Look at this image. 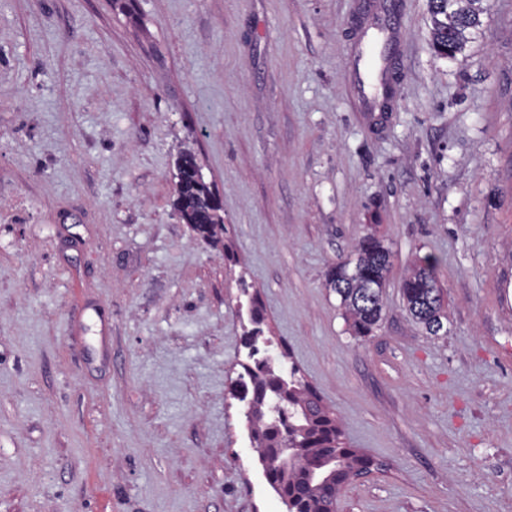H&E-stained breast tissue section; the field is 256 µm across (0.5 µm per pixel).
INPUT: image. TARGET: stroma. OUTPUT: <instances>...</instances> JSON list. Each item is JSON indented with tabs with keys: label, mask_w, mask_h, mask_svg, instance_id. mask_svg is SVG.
I'll return each instance as SVG.
<instances>
[{
	"label": "stroma",
	"mask_w": 512,
	"mask_h": 512,
	"mask_svg": "<svg viewBox=\"0 0 512 512\" xmlns=\"http://www.w3.org/2000/svg\"><path fill=\"white\" fill-rule=\"evenodd\" d=\"M391 2L0 0V512H282L228 393L244 284L374 462L337 512H512V0L451 58ZM368 224L361 340L326 274ZM424 256L444 336L402 298ZM177 195L174 208L180 219L195 230L200 226L210 239L217 230L225 231L224 211L221 205H213L214 191L204 180L195 158L182 154L176 163Z\"/></svg>",
	"instance_id": "obj_1"
}]
</instances>
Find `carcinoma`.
Instances as JSON below:
<instances>
[{
  "label": "carcinoma",
  "instance_id": "carcinoma-1",
  "mask_svg": "<svg viewBox=\"0 0 512 512\" xmlns=\"http://www.w3.org/2000/svg\"><path fill=\"white\" fill-rule=\"evenodd\" d=\"M436 50L445 56L460 52L472 33L481 25L485 0H428ZM177 195L174 208L180 219L192 229L204 227L208 237L225 230L222 206L213 204L214 191L204 180L195 158L185 153L176 163ZM390 270V252L373 230H368L356 245L355 257L336 264L327 282L340 298V306L353 335L373 334L383 317V288ZM403 299L412 318L425 331L437 336L448 320L444 290L435 277L433 262L418 261L402 283ZM291 397L299 431L308 436L321 434L323 448L336 449V467L351 470L358 463L357 453L342 447L341 430L330 426L331 419L307 417L305 392L296 378Z\"/></svg>",
  "mask_w": 512,
  "mask_h": 512
}]
</instances>
